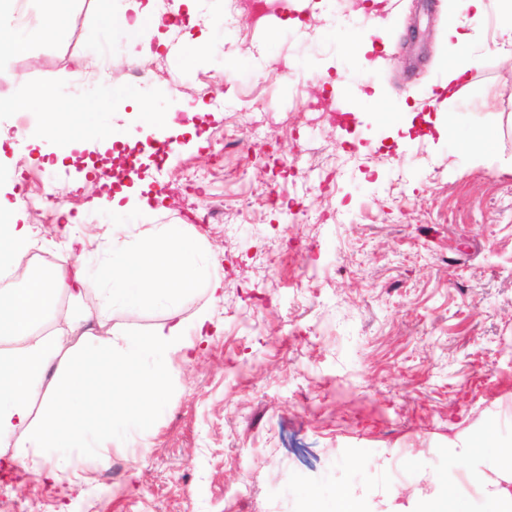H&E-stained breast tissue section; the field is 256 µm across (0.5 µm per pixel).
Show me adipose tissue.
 <instances>
[{"instance_id": "obj_1", "label": "adipose tissue", "mask_w": 512, "mask_h": 512, "mask_svg": "<svg viewBox=\"0 0 512 512\" xmlns=\"http://www.w3.org/2000/svg\"><path fill=\"white\" fill-rule=\"evenodd\" d=\"M494 17L495 53L512 61V0H450L445 28L450 55L444 68L443 87L449 100L464 91L463 80L475 61L458 59V48L474 35L460 16ZM50 114L61 134L63 148L84 138L97 118L96 105L80 98L62 99L53 90L19 103L0 98V112L19 107ZM441 137L456 139L472 163L489 164L496 153L499 130L486 126L461 137L455 123L436 120ZM11 206L0 196V272H17L31 247L30 225L13 223ZM201 243L184 225L167 224L147 237L113 246L112 256L96 273L84 264L46 273L33 272L23 287L0 289V447L12 451L11 459L39 479H79V471L63 451L67 448H107L114 433L135 429L148 434L155 427L154 410L169 395L166 360L184 354L191 345L185 326L176 316L157 324L145 335L111 332L94 337L81 348H65L60 334H42L39 324L50 305L65 296L78 301L88 293L98 297L97 314L113 307L140 314L157 304L178 306L183 298L205 284L218 294L224 282L210 275L200 262ZM55 374L58 389L44 393L48 374ZM61 449L52 464H44L42 451ZM460 461L475 462L471 480L482 489L485 512H512V448L498 447L493 429H485L463 447L455 449ZM407 512H473L470 500L447 479H434L431 492L418 495Z\"/></svg>"}]
</instances>
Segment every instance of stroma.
I'll return each mask as SVG.
<instances>
[{
    "mask_svg": "<svg viewBox=\"0 0 512 512\" xmlns=\"http://www.w3.org/2000/svg\"><path fill=\"white\" fill-rule=\"evenodd\" d=\"M131 5L71 0L67 24L48 36L46 0H18L6 23L26 50H0V97L23 104L50 87L98 101L100 133L65 162L46 113L0 112V195L33 226L44 268L78 260L72 239L89 241L80 260L92 268L113 241L184 224L224 288L182 303L186 323L206 313L214 324L194 339L192 361L171 357L154 434L116 438L86 483L27 472L0 481V497L21 512H305L310 497L327 510L349 496L389 512L432 474L465 483L451 451L486 426L512 448V175L498 171L512 163V64L492 51L493 20L462 50L479 66L452 104L461 134L500 130L494 165L476 166L419 114L448 57L438 25L448 0H388L364 56L349 51L365 25L351 18L353 0L310 8L301 27L198 0L200 20L142 60L148 88L127 80L128 46L101 22ZM413 26L427 33L415 45ZM284 68L297 71L286 84ZM316 72L340 81L331 96L354 114L357 149H340L341 130L302 111ZM361 83L359 101L350 89ZM383 104L393 120L379 119ZM145 106L180 147L164 164L144 159L118 206L101 204L85 160L103 153L107 131H138ZM407 106L417 116L403 133L394 119ZM229 132L260 160L228 152L216 163L212 147ZM194 176L223 223L189 220ZM50 180L58 207H29L25 195ZM161 183L171 196L142 209ZM267 186L287 208L265 204ZM295 242L312 248L313 279L300 277Z\"/></svg>",
    "mask_w": 512,
    "mask_h": 512,
    "instance_id": "35a3bbf8",
    "label": "stroma"
}]
</instances>
